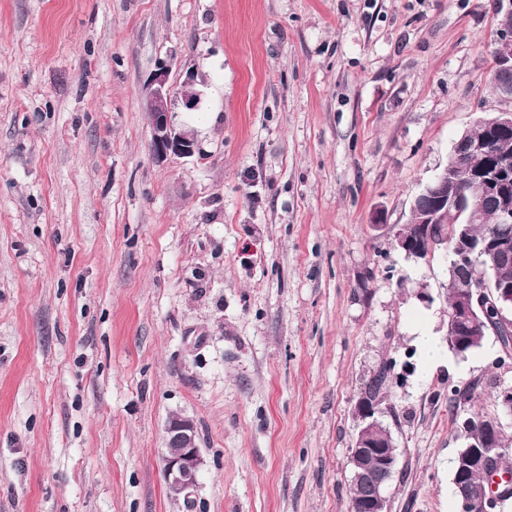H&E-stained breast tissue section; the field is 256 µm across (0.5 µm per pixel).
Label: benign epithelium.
Listing matches in <instances>:
<instances>
[{"label":"benign epithelium","instance_id":"7a95c632","mask_svg":"<svg viewBox=\"0 0 512 512\" xmlns=\"http://www.w3.org/2000/svg\"><path fill=\"white\" fill-rule=\"evenodd\" d=\"M494 12L498 13L495 53L497 84L503 99L512 103V0H495ZM170 66L158 64L149 81L144 84V106L151 125V148L155 159L169 157L189 158L199 152L195 138L177 129L171 117L177 92L169 84ZM498 130H512V109H504L485 120ZM489 146L463 136L454 142L452 156L483 158L473 167V176L482 181L488 191L497 196L498 217L502 224H512V192L507 183L512 179V160L496 157L490 163ZM458 198L457 185L450 169L437 174L411 203L419 219L411 226L405 224L393 231L396 246L408 258H425L432 254L424 243L436 247L448 245L444 229L452 224H473L480 217V205L455 208ZM451 269L454 272H471L456 277V305L450 312L452 321L462 325L460 330H450L452 343L465 346L466 336L475 331L488 332L500 338L501 364L512 359V284L491 279L487 270L495 268L497 258L508 253L512 242L506 238L495 241L470 242L462 234H453ZM496 308L493 319L482 321L488 307ZM356 412L361 426L350 448L352 480L365 482L372 492L364 498L349 502L348 512H386L385 490L397 471L398 457L394 445L387 447L382 441L391 440L389 429L376 417L378 404L360 396ZM459 432L468 441L467 450L460 455L454 485L456 486L457 512H500L506 499L512 497V471L501 466L499 460L512 451L508 444L499 443L504 434V424L498 415L470 412L459 426ZM164 476L169 494L189 497L197 487L204 458L198 445L197 430L192 420L185 417L171 419L165 428ZM485 478L479 498H474L467 478L472 472Z\"/></svg>","mask_w":512,"mask_h":512}]
</instances>
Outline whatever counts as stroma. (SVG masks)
Instances as JSON below:
<instances>
[{
    "label": "stroma",
    "instance_id": "obj_1",
    "mask_svg": "<svg viewBox=\"0 0 512 512\" xmlns=\"http://www.w3.org/2000/svg\"><path fill=\"white\" fill-rule=\"evenodd\" d=\"M494 28L493 0H0V512H347L385 362L387 512H456L448 396L495 413L512 362L449 347V251L390 228L503 108ZM162 60L191 158L151 152ZM164 476L169 494L189 498L197 487L204 458L194 422L172 418L165 428Z\"/></svg>",
    "mask_w": 512,
    "mask_h": 512
}]
</instances>
